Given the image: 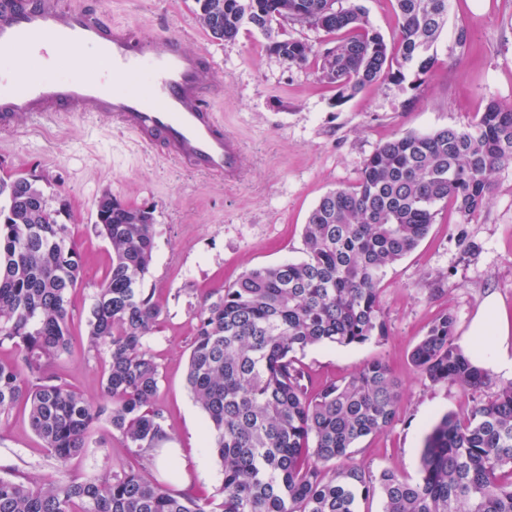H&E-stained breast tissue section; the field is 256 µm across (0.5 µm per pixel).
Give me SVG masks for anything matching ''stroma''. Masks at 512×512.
<instances>
[{
    "instance_id": "1",
    "label": "stroma",
    "mask_w": 512,
    "mask_h": 512,
    "mask_svg": "<svg viewBox=\"0 0 512 512\" xmlns=\"http://www.w3.org/2000/svg\"><path fill=\"white\" fill-rule=\"evenodd\" d=\"M115 21L138 29L182 34L190 46L217 61V110L244 144V181L227 186L166 158L144 157L127 139L90 119L60 125L29 124L0 138V177L39 176L50 200H65L71 234L84 257L82 283L69 295L74 346L52 366L84 398L100 395L105 354L86 344V319L111 263L112 248L95 228L96 203L105 194L127 205L149 206L155 216V250L146 287L161 314L148 338L160 370L155 400L181 455L172 469H154L161 483L187 476L194 492L211 495L223 472L208 445L204 414L186 382L194 335L192 315L207 293L234 284L246 271L303 257V229L327 192L352 185L378 145L406 132L428 133L474 123L489 100L512 104V0H450L448 20L432 52L435 63L418 89L381 80L347 98L321 80L318 51L335 35L282 20L272 27L310 44L313 56L288 65L268 50L265 34L243 25L232 41L214 39L199 20L196 0H100ZM469 39L458 48V27ZM418 247L386 268L380 307L388 334L362 345H317L301 357L312 388L339 381L367 362H385L402 384L392 425L362 440L352 458L372 471L396 469L420 477L426 435L446 414L460 415L512 379L492 373L488 387L465 392L418 376L410 354L442 312L456 319L465 341L483 299L496 295L512 316V164L491 176L488 205L466 227L475 242L457 240L459 215L441 203ZM96 444L59 466L30 427L23 408L0 416V468L44 481L67 473L88 475L143 467L108 424Z\"/></svg>"
}]
</instances>
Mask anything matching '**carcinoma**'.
Wrapping results in <instances>:
<instances>
[{
    "label": "carcinoma",
    "mask_w": 512,
    "mask_h": 512,
    "mask_svg": "<svg viewBox=\"0 0 512 512\" xmlns=\"http://www.w3.org/2000/svg\"><path fill=\"white\" fill-rule=\"evenodd\" d=\"M400 59L364 8L336 0H197L199 18L219 40L248 23L269 51L302 64L313 48L274 32V20L345 37L320 54V74L340 97L387 76L401 84L434 64L429 51L448 19V0H394ZM512 163V105L495 99L466 128L406 132L379 145L353 186L326 193L304 225L305 258L252 269L210 295L194 313L187 385L204 412L220 460V491L201 497L160 484L147 468L43 483L17 470L0 476V512H361L375 491L382 512H512V382L463 415L446 414L426 436L420 478L378 474L352 462L351 449L386 431L401 391L374 360L342 381L310 389L298 354L318 344L347 347L387 336L380 308L385 269L427 235L436 206L452 200L464 225L490 197V174ZM27 177L0 178V414L24 406L30 426L60 464L89 447L106 422L127 448L149 453L168 438L153 408L160 374L146 345L160 308L144 281L153 262L154 211L109 194L97 201L96 228L112 262L86 321L87 348L106 351L102 399L90 401L51 372L72 350L70 292L82 256L69 225ZM433 384L477 391L489 370L457 345L455 317L429 325L410 356ZM339 462L333 470L331 462Z\"/></svg>",
    "instance_id": "obj_1"
}]
</instances>
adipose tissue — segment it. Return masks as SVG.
<instances>
[{"label": "adipose tissue", "instance_id": "ef3b65f1", "mask_svg": "<svg viewBox=\"0 0 512 512\" xmlns=\"http://www.w3.org/2000/svg\"><path fill=\"white\" fill-rule=\"evenodd\" d=\"M468 352L481 365L512 374V321L498 300L487 296L473 321Z\"/></svg>", "mask_w": 512, "mask_h": 512}]
</instances>
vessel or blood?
<instances>
[{
  "label": "vessel or blood",
  "instance_id": "b4317fda",
  "mask_svg": "<svg viewBox=\"0 0 512 512\" xmlns=\"http://www.w3.org/2000/svg\"><path fill=\"white\" fill-rule=\"evenodd\" d=\"M87 54L86 73H65L49 54ZM39 58L37 73L0 64V133L22 123L88 117L131 135L146 152L224 184L242 181V142L216 109L215 62L178 35L142 33L70 0H0V55Z\"/></svg>",
  "mask_w": 512,
  "mask_h": 512
}]
</instances>
